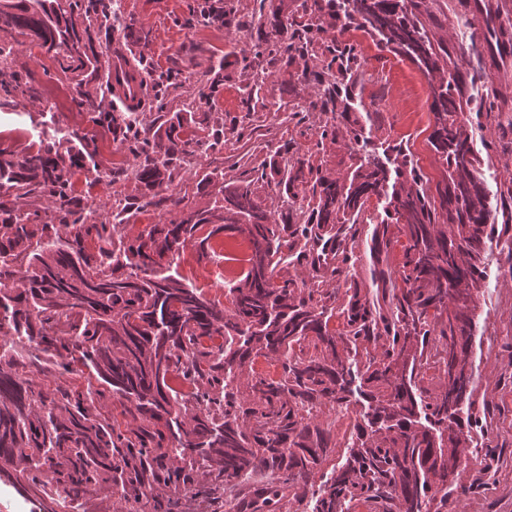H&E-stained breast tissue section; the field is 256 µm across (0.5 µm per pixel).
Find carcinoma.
<instances>
[{"instance_id": "carcinoma-1", "label": "carcinoma", "mask_w": 512, "mask_h": 512, "mask_svg": "<svg viewBox=\"0 0 512 512\" xmlns=\"http://www.w3.org/2000/svg\"><path fill=\"white\" fill-rule=\"evenodd\" d=\"M112 0H0V110L38 97L29 73L13 68L16 47L30 40L53 60L75 91L76 107L132 157L118 170L99 158L95 138L32 141L22 152L0 149V480L55 512L93 491L119 496L127 512H172L188 491L218 503L230 490L237 512H448L467 450L492 430L493 409L477 407L470 357L473 308L484 254L501 246L512 275V181L489 194L483 168L511 155L512 139L471 144L464 111L502 115L507 99L489 89L484 68L459 63L482 55L476 39L453 42L427 23L428 0H279L254 42L236 46L204 72L198 95L218 91L229 58L241 64L243 115L167 110L183 87L180 70L136 67L157 106L113 112L86 87L102 73L96 44L111 29ZM234 0H204L189 24H224ZM126 42L146 35L131 17ZM417 66L430 83L429 144L442 162L443 185L429 193L413 155L373 135L379 113L356 94L367 74L349 34ZM302 63L298 79L314 85L304 112L326 116L316 148L342 142L344 172L291 153L275 172L278 209L254 180L219 169L195 172L211 197L198 208L178 189L201 154L240 141L261 85L277 64ZM96 184L133 181L135 193L113 200L119 223L75 193L71 171ZM172 218L130 239L122 226L150 210ZM372 225L368 231L365 225ZM396 231H390V227ZM209 228L206 235L199 232ZM228 228L253 244L249 266L228 287L221 308L183 280L177 266L187 243L209 258L208 241ZM406 238L398 277L389 254ZM96 240L94 249L87 239ZM293 268L294 273H278ZM403 287H398L397 282ZM339 328L330 327L334 318ZM26 340L51 362H27L13 344ZM280 363L267 380L255 360ZM57 367L55 387L37 380ZM88 371V385L60 383ZM178 378L188 391L172 387ZM438 379L431 391L427 379ZM110 395L136 423L121 430L103 412ZM350 411L341 442L325 407ZM343 449L320 480L321 466ZM271 473L255 485L250 479Z\"/></svg>"}]
</instances>
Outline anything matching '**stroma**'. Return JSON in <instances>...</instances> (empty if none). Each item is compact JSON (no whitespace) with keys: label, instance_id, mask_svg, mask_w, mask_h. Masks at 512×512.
Here are the masks:
<instances>
[{"label":"stroma","instance_id":"obj_1","mask_svg":"<svg viewBox=\"0 0 512 512\" xmlns=\"http://www.w3.org/2000/svg\"><path fill=\"white\" fill-rule=\"evenodd\" d=\"M497 0H434L432 10L437 15L441 33L450 41L469 39L471 31L463 25V16L489 13ZM198 0H125V10L134 18L148 38L140 45H126L120 32L102 38L99 49L104 60H111L115 48L127 47L130 54H144L155 68L164 70L178 67L187 82L182 90L183 102L193 103L200 112H221L232 117L239 113L242 77L236 65L225 66L224 81L210 100L199 99L196 87L198 77L207 68L211 55H223L231 41L246 42L247 35L224 26L217 38L203 35L201 29L189 26L187 20ZM498 40L506 42V53L496 55L488 63L491 86L512 98V20H492ZM359 43L366 59L369 79L361 96L364 104L380 113L379 138L404 145L417 161L427 179L428 187H435L443 176V167L433 152L428 138L431 133V99L429 79L412 63L375 47L368 38ZM46 56L38 46L21 47L15 58L17 67L26 69L39 82L42 96L27 102L24 112H0V149L20 151L26 144V132L32 121L50 120L58 116L69 128L95 134L96 128L88 113L77 112L71 100H63L61 113H54L44 94L55 85V77L44 74ZM321 118L311 114L306 124L286 121L283 113L256 112L250 127V143L256 146L255 158L249 166L265 161L268 169L283 167L286 157L279 154V145L290 142L301 148L313 147ZM485 270L488 277L476 300L477 327L473 371L478 384V399L493 403L495 416L490 434L496 455L492 463L495 471L484 491L477 494L452 496L448 512H512V277L497 276L496 270L504 257L497 249H489ZM179 274L201 288L208 298L222 306L230 301L223 281L213 278L207 262L197 257L194 245H186L178 267Z\"/></svg>","mask_w":512,"mask_h":512}]
</instances>
